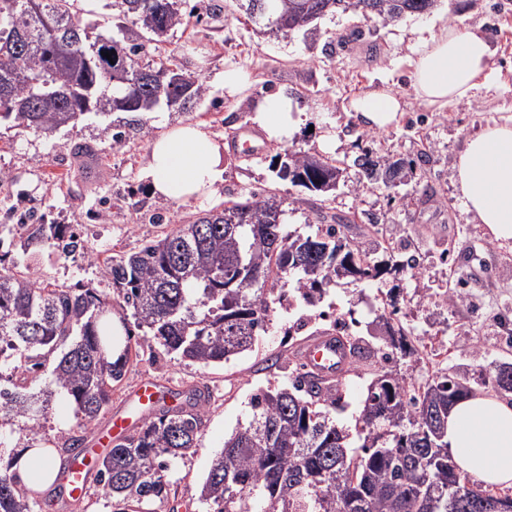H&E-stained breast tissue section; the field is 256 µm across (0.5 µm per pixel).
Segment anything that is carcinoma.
I'll use <instances>...</instances> for the list:
<instances>
[{
  "mask_svg": "<svg viewBox=\"0 0 512 512\" xmlns=\"http://www.w3.org/2000/svg\"><path fill=\"white\" fill-rule=\"evenodd\" d=\"M439 0H241L251 19L283 35L326 15L360 14L391 24L423 14ZM110 33L90 39L68 0H0V108L23 103L25 112H2L34 131L50 132L76 120L85 97L97 112H151L160 103L183 106L206 93L203 82L168 61L139 64L146 36L158 42L183 23L176 0H121ZM115 51L112 59L102 56ZM401 162L364 158L368 180L397 176ZM338 167L304 151L280 162L277 175L311 193L336 187ZM284 200L251 195L224 203L138 251L113 256L105 292L90 283L59 286L17 270L0 253V429L18 426L16 446L33 447L52 398L74 405L78 428L106 410L132 354L131 332L112 357V317L128 327L131 316L166 353L210 366L249 350L266 331L272 303L284 291L270 284L293 273L295 292L314 306L336 282V265L355 281H371L413 267L417 259L371 263L361 247L342 236L352 219L332 217L309 234L286 230ZM52 243L64 256L84 251L85 240L68 224H36L24 248ZM256 274L241 287V271ZM409 329L389 327L387 345L403 359L416 349ZM48 382L41 383L43 376ZM464 377L442 372L407 397L406 379L385 371L369 385L360 417L362 443L350 450L336 424L339 388L304 373L291 383L255 394L247 426L224 441L202 485L206 512H461L456 486L461 475L444 436L448 410L472 395ZM208 391L194 388L188 407L161 411L117 442L103 457L95 479L112 500L113 512L133 504L168 501L165 471L196 447ZM86 435L60 436L58 451L73 458ZM0 463V512H36L42 490L26 485ZM467 492L488 495L494 512H512V495L477 484Z\"/></svg>",
  "mask_w": 512,
  "mask_h": 512,
  "instance_id": "1",
  "label": "carcinoma"
}]
</instances>
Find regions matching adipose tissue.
Returning a JSON list of instances; mask_svg holds the SVG:
<instances>
[{
    "instance_id": "adipose-tissue-1",
    "label": "adipose tissue",
    "mask_w": 512,
    "mask_h": 512,
    "mask_svg": "<svg viewBox=\"0 0 512 512\" xmlns=\"http://www.w3.org/2000/svg\"><path fill=\"white\" fill-rule=\"evenodd\" d=\"M488 38L448 26L411 47L410 78L416 100L444 107L471 97L491 74ZM349 109L368 129H386L404 112L402 95L374 87L351 99ZM250 120L268 141H286L300 110L288 95L252 101ZM224 146L199 123H181L154 138L145 175L152 196L171 204L204 201L224 178ZM467 214L493 241L512 242V120L495 121L470 137L454 165ZM445 442L457 467L487 484H512V405L486 396L458 401L448 411Z\"/></svg>"
}]
</instances>
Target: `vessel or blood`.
Returning <instances> with one entry per match:
<instances>
[{"mask_svg":"<svg viewBox=\"0 0 512 512\" xmlns=\"http://www.w3.org/2000/svg\"><path fill=\"white\" fill-rule=\"evenodd\" d=\"M296 356L306 371L323 381H343L350 366V350L346 340L329 331L301 342L296 349ZM177 405V398L169 396L166 387L150 381L140 385L128 397L124 411L111 417L108 424L94 434L92 447L74 456L62 477L64 499L86 496L89 476L101 455L134 430L138 419Z\"/></svg>","mask_w":512,"mask_h":512,"instance_id":"obj_1","label":"vessel or blood"}]
</instances>
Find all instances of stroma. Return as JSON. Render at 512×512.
I'll return each mask as SVG.
<instances>
[{"label": "stroma", "instance_id": "35a3bbf8", "mask_svg": "<svg viewBox=\"0 0 512 512\" xmlns=\"http://www.w3.org/2000/svg\"><path fill=\"white\" fill-rule=\"evenodd\" d=\"M178 8L182 24L162 42L148 44L138 60L168 57L204 82L201 100L164 113L169 124L197 122L223 142V183L201 203L173 205L153 197L144 167L150 142L161 129L128 113L91 112L50 133L1 121L0 224L16 227L20 215L32 210L45 223L79 228L87 247L86 254L63 257L46 243L29 255L22 249L25 234L16 228L1 245L19 264L45 281H88L104 289L108 256L138 249L248 191L285 198L288 230L305 233L320 215L341 213L352 220L347 237L358 241L371 260L401 261L413 254L419 261L418 267L381 280L341 279L314 307L296 296L290 308L274 306L268 330L252 348L218 365L173 358L149 337L134 336L138 355L113 389L109 412L119 410L146 378L176 389L209 391L197 447L166 472L173 504L203 512L200 486L225 438L247 424L252 395L287 383L298 370L294 350L303 339L330 329L324 314L358 319L353 336L366 351L342 387L336 420L347 429H355L367 388L384 368L415 384L441 370L454 371L477 379L475 395H493L494 363L512 362V343L500 328L501 316L512 314V243L493 242L465 213L452 174L467 138L488 122L512 117V0H441L432 12L389 25L358 15H330L319 20L315 33L288 36L255 26L236 0H180ZM444 25L482 32L495 55L488 86L438 111L415 101L406 58L415 39ZM231 68L248 75L242 95L234 99L224 92V72ZM383 83L409 105L398 125L371 131L348 105L353 96ZM279 90L304 109L300 126L283 143L261 141L259 157L237 151L233 135L250 127L249 103ZM118 131L123 143L116 148L112 135ZM327 133L334 144L324 150L320 141ZM300 150L337 162L342 176L335 190L316 196L275 176L273 161ZM366 153L403 161L394 184L365 178L355 160ZM457 282L465 298L452 302L446 294ZM389 322L413 328L414 359L382 360ZM170 505L155 502L150 510L169 512Z\"/></svg>", "mask_w": 512, "mask_h": 512}]
</instances>
